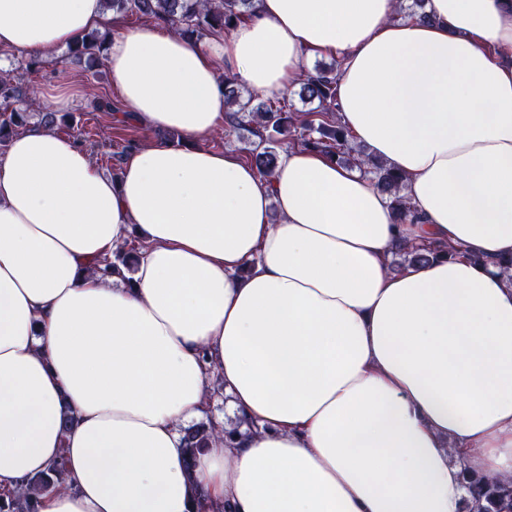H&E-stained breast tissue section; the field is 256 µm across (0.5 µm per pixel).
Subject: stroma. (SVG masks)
<instances>
[{"label": "stroma", "instance_id": "35a3bbf8", "mask_svg": "<svg viewBox=\"0 0 512 512\" xmlns=\"http://www.w3.org/2000/svg\"><path fill=\"white\" fill-rule=\"evenodd\" d=\"M29 58L26 52L0 53V71L9 72L11 77L25 80L29 85V112L34 117L53 108L59 84L68 81L73 101L63 108L65 120L58 124L56 131L86 149L94 164L105 173L119 169L116 154L125 145L132 143L140 147L162 141V130L148 129L128 119V108L108 73L96 74L67 62H53L31 72L26 68ZM99 96L111 99L113 111H94L92 103Z\"/></svg>", "mask_w": 512, "mask_h": 512}]
</instances>
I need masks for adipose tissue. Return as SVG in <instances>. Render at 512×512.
<instances>
[{"instance_id":"obj_1","label":"adipose tissue","mask_w":512,"mask_h":512,"mask_svg":"<svg viewBox=\"0 0 512 512\" xmlns=\"http://www.w3.org/2000/svg\"><path fill=\"white\" fill-rule=\"evenodd\" d=\"M397 8L256 0L202 45L104 0H0V49L105 32L132 118L196 139L129 151L116 181L47 129L0 154V495L58 460L36 512H198V485L215 512H462L464 475L512 483V0ZM315 53L420 223L321 154L263 179L198 146L225 118L218 68L281 97ZM428 241L459 252L389 272ZM121 247L128 282L104 271ZM216 377L255 429L220 421L190 473L180 429Z\"/></svg>"}]
</instances>
